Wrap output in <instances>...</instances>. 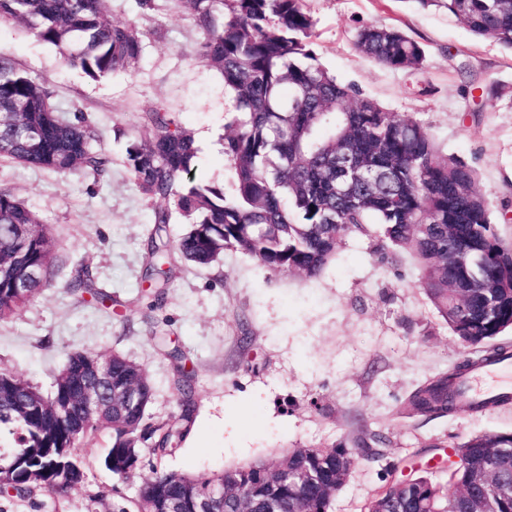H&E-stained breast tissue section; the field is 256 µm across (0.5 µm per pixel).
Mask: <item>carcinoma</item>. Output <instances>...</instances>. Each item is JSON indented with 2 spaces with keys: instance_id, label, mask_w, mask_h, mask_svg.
Masks as SVG:
<instances>
[{
  "instance_id": "1",
  "label": "carcinoma",
  "mask_w": 512,
  "mask_h": 512,
  "mask_svg": "<svg viewBox=\"0 0 512 512\" xmlns=\"http://www.w3.org/2000/svg\"><path fill=\"white\" fill-rule=\"evenodd\" d=\"M203 33L199 58L217 69L232 95L235 117L224 136V155L234 180L229 191L197 178V147L191 133L162 107L147 113L129 137L125 162L137 187L151 197L173 200L188 224L175 246L199 266L233 249L275 273L319 276L346 232L377 224L385 242L413 257L419 286L452 335L472 351L462 362L475 366L512 356L495 340L512 329V243L492 222L489 201L477 187V172L440 151L428 130L395 119L376 101L339 82L310 48L313 22L303 0H181ZM448 14L476 36L512 49V0H443ZM24 26L56 47L67 64L92 80L125 71L143 52L139 32L108 18L107 0H0V22ZM356 48L391 69L420 67L422 47L401 30L360 28ZM52 92L0 52V159L69 174L103 171L100 134L80 109L60 112ZM38 129L33 144L26 130ZM350 157L360 174L346 177L340 163ZM169 253L151 242L146 275L165 279ZM52 244L38 215L11 191L0 188V319L13 315L42 288L52 285ZM68 288L95 294L82 268ZM181 413L177 419L143 427L153 396L142 366L120 354H68L48 396L15 376L0 379V469L3 487L18 493L34 488L61 495L81 483L79 450L91 433L108 429L112 443L105 466L123 482L141 479L136 512H195L196 491L228 486L224 512L241 505L265 512L275 496L281 512H331L346 479L336 475L356 452L382 456L370 443L291 448L263 461L190 475L159 466L140 477V444L171 454L190 432L195 411L194 379L181 357L169 353ZM108 365L111 379L95 386L103 406L90 416L78 384L90 381L89 367ZM461 373H438L413 389L402 414L434 419L461 401L454 388ZM460 461L448 467L452 492L430 476L413 473L401 486L390 483L361 512H463L468 488H483L472 474L493 475L498 512H512V432H488L455 446ZM315 480L302 482L300 473Z\"/></svg>"
}]
</instances>
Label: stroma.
<instances>
[{
	"mask_svg": "<svg viewBox=\"0 0 512 512\" xmlns=\"http://www.w3.org/2000/svg\"><path fill=\"white\" fill-rule=\"evenodd\" d=\"M314 21L312 49L337 80L397 118L426 127L443 153L471 165L504 241L512 242V51L479 39L446 8L417 0H303ZM113 21L137 27L143 53L127 71L94 81L52 45L12 24L0 50L42 81L65 113L81 109L98 128L108 158L103 172L66 176L0 160L9 189L51 232L55 278L12 316L0 319V369L49 393L70 352H118L142 364L153 387L145 425L180 412L168 357L176 350L194 374L195 417L172 455L142 447V475L153 466L212 474L295 446L345 445L385 436V457H356L331 512H361L366 500L414 470L446 482L450 446L485 432L512 431V404L476 413L467 406L436 419L403 417L408 394L468 355L419 286L404 253L383 250L378 226L342 237L318 277L275 274L254 258L225 251L207 267L170 257L161 288L144 279L156 209L137 187L125 143L146 112L165 106L198 149V176L230 187L224 135L234 104L224 79L199 58L203 35L178 0H110ZM401 29L425 50L417 69L395 70L356 50L365 25ZM111 296L78 301L67 288L78 269ZM250 344H242V336ZM103 429L82 443L84 480L62 495L0 494V512H112L131 504L133 482L104 465Z\"/></svg>",
	"mask_w": 512,
	"mask_h": 512,
	"instance_id": "obj_1",
	"label": "stroma"
}]
</instances>
